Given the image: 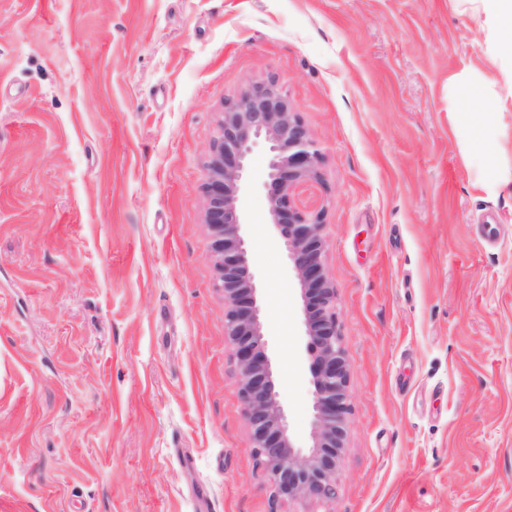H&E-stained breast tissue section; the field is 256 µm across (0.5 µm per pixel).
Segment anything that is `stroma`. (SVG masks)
<instances>
[{
  "mask_svg": "<svg viewBox=\"0 0 512 512\" xmlns=\"http://www.w3.org/2000/svg\"><path fill=\"white\" fill-rule=\"evenodd\" d=\"M483 21L471 0H0V512H277L204 222L252 78L321 150L297 202L322 215L349 364L334 492L291 512H512V98L488 93ZM462 85L496 113L497 179L454 120ZM266 161L243 231L307 447Z\"/></svg>",
  "mask_w": 512,
  "mask_h": 512,
  "instance_id": "1",
  "label": "stroma"
}]
</instances>
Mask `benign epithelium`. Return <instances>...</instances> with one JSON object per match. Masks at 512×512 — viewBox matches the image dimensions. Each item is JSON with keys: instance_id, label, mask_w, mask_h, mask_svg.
<instances>
[{"instance_id": "obj_1", "label": "benign epithelium", "mask_w": 512, "mask_h": 512, "mask_svg": "<svg viewBox=\"0 0 512 512\" xmlns=\"http://www.w3.org/2000/svg\"><path fill=\"white\" fill-rule=\"evenodd\" d=\"M259 139L268 148L263 173L268 212L292 263L311 344L314 393L307 450L294 443L275 389L249 245L242 233L241 200L252 147ZM318 164L316 143L278 83L252 81L224 107L203 183L204 223L213 237L212 256L224 290V324L235 346L255 452L275 497L283 502L332 493L349 406V366L336 332L334 286L321 261L322 216L296 202L298 188L318 179Z\"/></svg>"}]
</instances>
